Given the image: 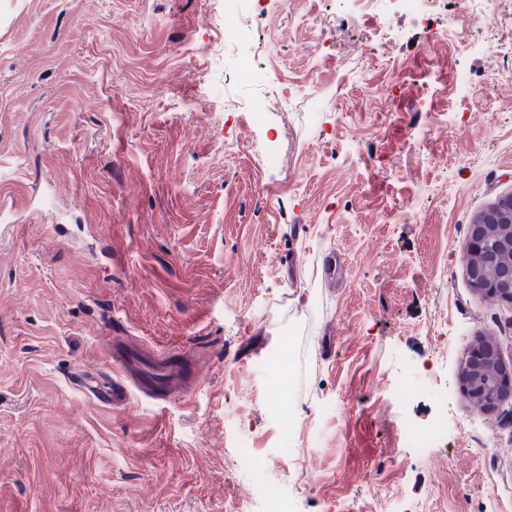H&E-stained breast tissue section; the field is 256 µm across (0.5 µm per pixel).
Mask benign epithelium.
<instances>
[{
  "instance_id": "obj_1",
  "label": "benign epithelium",
  "mask_w": 512,
  "mask_h": 512,
  "mask_svg": "<svg viewBox=\"0 0 512 512\" xmlns=\"http://www.w3.org/2000/svg\"><path fill=\"white\" fill-rule=\"evenodd\" d=\"M463 260L472 285L493 302L512 304V195L469 225ZM457 379L466 399L485 412L512 398V362L490 336L471 347Z\"/></svg>"
}]
</instances>
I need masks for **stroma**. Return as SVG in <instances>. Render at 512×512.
<instances>
[{
  "instance_id": "stroma-1",
  "label": "stroma",
  "mask_w": 512,
  "mask_h": 512,
  "mask_svg": "<svg viewBox=\"0 0 512 512\" xmlns=\"http://www.w3.org/2000/svg\"><path fill=\"white\" fill-rule=\"evenodd\" d=\"M498 6L454 0L427 54L395 0H282L242 83L224 0H0V512H237L268 483L295 512H512V400L488 413L457 382L478 337L512 360V304L463 261L512 194ZM283 92L258 123L224 109ZM431 115L449 132L418 145ZM115 336L199 382L98 403L80 381L111 386ZM286 348L285 428L260 362ZM443 409L471 444L403 445Z\"/></svg>"
}]
</instances>
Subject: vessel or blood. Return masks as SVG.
<instances>
[{
  "instance_id": "b4317fda",
  "label": "vessel or blood",
  "mask_w": 512,
  "mask_h": 512,
  "mask_svg": "<svg viewBox=\"0 0 512 512\" xmlns=\"http://www.w3.org/2000/svg\"><path fill=\"white\" fill-rule=\"evenodd\" d=\"M112 357L118 378L113 379L111 388L96 385L92 392L100 402L115 407L125 406L130 400V389L125 383L127 375H136L138 389L156 397L167 392L175 378L184 374L181 365L171 356L147 347L129 345L120 337L113 340Z\"/></svg>"
}]
</instances>
